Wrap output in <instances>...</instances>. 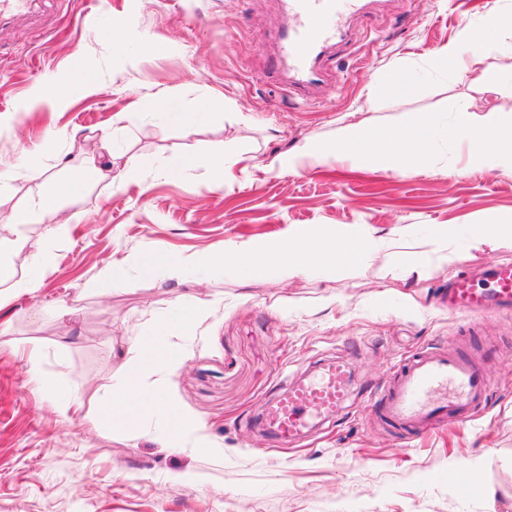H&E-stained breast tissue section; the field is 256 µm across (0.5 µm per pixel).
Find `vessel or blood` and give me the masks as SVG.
I'll return each instance as SVG.
<instances>
[{
  "label": "vessel or blood",
  "mask_w": 512,
  "mask_h": 512,
  "mask_svg": "<svg viewBox=\"0 0 512 512\" xmlns=\"http://www.w3.org/2000/svg\"><path fill=\"white\" fill-rule=\"evenodd\" d=\"M295 20L280 49L293 72L292 86L305 92L318 79L314 67L331 44L346 14L359 12L362 0H284ZM490 290L474 288L466 275L448 283V311L471 319L512 307V264L490 269ZM481 366L457 354L423 352L405 365L388 390L378 397L388 424L417 430L448 413L465 415L487 391ZM351 373L340 361L328 362L306 380L288 385L265 407L273 434L285 442L299 439L312 420L335 415L347 400Z\"/></svg>",
  "instance_id": "obj_1"
}]
</instances>
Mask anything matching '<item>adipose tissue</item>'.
Here are the masks:
<instances>
[{
	"instance_id": "adipose-tissue-1",
	"label": "adipose tissue",
	"mask_w": 512,
	"mask_h": 512,
	"mask_svg": "<svg viewBox=\"0 0 512 512\" xmlns=\"http://www.w3.org/2000/svg\"><path fill=\"white\" fill-rule=\"evenodd\" d=\"M439 57L459 62L464 72L470 64H479L476 80L485 91H512V14H496L480 24L465 26L459 40L442 47ZM460 137L468 139L473 156L488 166L512 165V129L507 128L501 112L490 108L477 120L469 104L464 102L456 106L452 119L444 123L430 120L394 128L384 134L364 126H348L333 150H323L310 141L303 144L299 154L316 162L332 155H343L398 170L419 169L431 163L433 141L448 144ZM196 167L207 171L213 185L223 184L226 157L220 151L202 157L173 155L165 165V173L168 177L179 178ZM367 237V232L358 228L344 231L328 228L314 233L292 228L271 248L238 250L234 256L237 262L257 274L264 273L275 263L295 276L309 273L320 265L349 263L380 252V245L367 244ZM24 252L30 255L29 269L27 275L20 278L11 258ZM47 262L46 251L33 249L25 236L0 235V309L8 304L13 292H34ZM209 312V306L195 305L178 327L154 324L151 335L141 338L129 373L105 390L100 400V418L108 420L118 412L135 419L145 410L158 408L166 420L164 440L170 447H179L193 424L165 393L168 374L175 371L186 356L185 345L173 342L172 336L177 331L189 333Z\"/></svg>"
}]
</instances>
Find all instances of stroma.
I'll return each mask as SVG.
<instances>
[{"instance_id": "1", "label": "stroma", "mask_w": 512, "mask_h": 512, "mask_svg": "<svg viewBox=\"0 0 512 512\" xmlns=\"http://www.w3.org/2000/svg\"><path fill=\"white\" fill-rule=\"evenodd\" d=\"M508 9L512 0H367L305 101L289 94L279 57L290 24L280 0H84L86 13L107 14L102 29L78 24L65 0H45L42 13L0 24V170L16 176L0 213L57 193L88 159L116 171L148 161L121 191L91 180L20 228L49 261L42 288L0 311V512H512V310L471 322L440 302L449 277L512 263L511 238L470 243L486 214L512 223V167L487 168L464 138L404 173L347 158L281 163L305 141L334 145L345 126L399 128L462 101L475 115L493 105L511 118L512 92L483 93L437 57L464 25ZM85 73L95 85L78 86ZM398 73L417 81L414 94L386 90ZM57 83L72 86L69 98L34 105ZM151 96L199 122L146 114ZM61 129L75 139H53ZM217 150L229 158L222 186L201 167L164 173L172 155ZM31 166L41 179L27 177ZM60 213L70 226L61 239L51 235ZM451 224L453 259L443 263L436 235ZM401 225L410 234L388 256L307 275L273 265L257 277L223 256L225 245L251 250L291 227L385 237ZM149 254L188 266L177 278L159 271L93 289L101 267ZM200 301L210 316L166 392L212 451L165 447L149 412L134 423L62 414L64 395L30 371L38 360L70 393L95 399L125 375L133 337ZM64 304L75 318L58 316ZM421 350L482 364L490 390L468 422L451 414L408 436L380 421L362 389L383 387ZM336 359L353 377L342 419L292 443L263 430L268 400ZM184 471L197 482L177 481Z\"/></svg>"}]
</instances>
